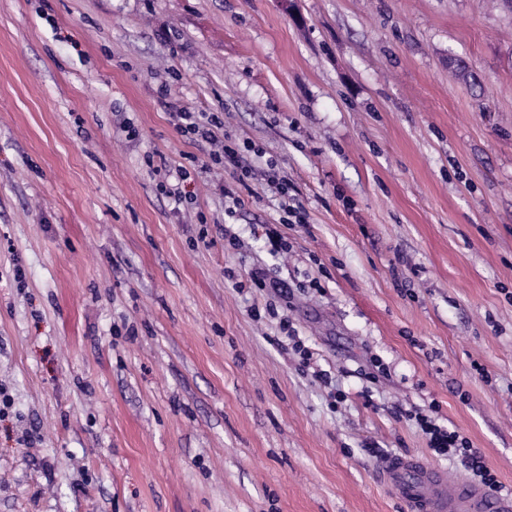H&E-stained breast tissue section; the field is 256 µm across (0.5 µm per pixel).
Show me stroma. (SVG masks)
Masks as SVG:
<instances>
[{
    "mask_svg": "<svg viewBox=\"0 0 512 512\" xmlns=\"http://www.w3.org/2000/svg\"><path fill=\"white\" fill-rule=\"evenodd\" d=\"M254 268L285 289L234 288ZM0 386V512H406L387 458L471 474L399 409L511 496L512 6L0 0ZM177 118L178 132L193 142L212 143L218 139L216 131L222 128L223 123L218 116H211L206 123L197 120L194 112L179 109L173 112ZM241 148L238 144L224 136L223 154H210L215 157V161L223 163L224 168L232 169L233 175L240 184L253 179V172L250 167L241 164ZM281 329L285 333V337L288 340V345L291 344V349L300 355L303 366H310L311 363L316 362L314 352L308 346L304 345V342L296 336V331L292 327V324L287 319H283L281 322ZM408 420H415L420 429L428 436L429 448L437 455L457 458L469 469L478 484L489 492H498L502 485L495 471L485 462L477 448H472L469 440L459 431L448 425L437 423L434 417L423 412L405 413Z\"/></svg>",
    "mask_w": 512,
    "mask_h": 512,
    "instance_id": "1",
    "label": "stroma"
}]
</instances>
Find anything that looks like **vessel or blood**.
<instances>
[{"instance_id":"obj_1","label":"vessel or blood","mask_w":512,"mask_h":512,"mask_svg":"<svg viewBox=\"0 0 512 512\" xmlns=\"http://www.w3.org/2000/svg\"><path fill=\"white\" fill-rule=\"evenodd\" d=\"M381 473L412 512H512V500L491 497L466 482L458 483L454 496H447L443 475L413 457L390 459Z\"/></svg>"}]
</instances>
